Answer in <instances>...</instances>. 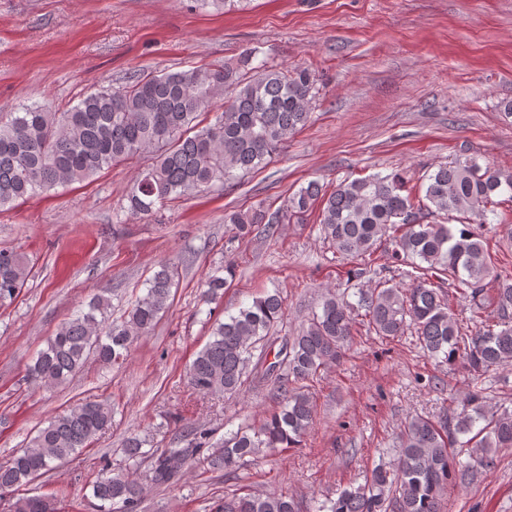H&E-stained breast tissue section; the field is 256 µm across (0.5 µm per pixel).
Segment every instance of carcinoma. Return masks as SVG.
Masks as SVG:
<instances>
[{
    "label": "carcinoma",
    "instance_id": "1",
    "mask_svg": "<svg viewBox=\"0 0 512 512\" xmlns=\"http://www.w3.org/2000/svg\"><path fill=\"white\" fill-rule=\"evenodd\" d=\"M256 54L248 51L217 68L134 76L121 90L89 92L64 112L33 103L0 114V208L147 153L151 162L138 172L128 195L134 216L216 185L226 187L266 166L310 119L314 77L306 69L255 65ZM226 89L230 95L214 120L201 124L198 117L212 111L213 99ZM504 194L512 202L511 170L465 157L427 172L417 194L393 171L346 178L330 191L310 181L273 211L224 212V223L234 225L238 235L261 224L272 236L278 225L317 208L321 232L336 252L368 261L386 241L393 258L411 267L412 283L405 288L380 279L359 291L354 304L328 292L321 311L297 335L282 339L265 368L279 383L282 405L259 428H239L217 441L206 430L177 431L175 447L160 451L147 480L104 463L91 485L95 512H139L147 485L178 484L187 462L199 456L210 471L232 472L267 450L297 447L314 423L315 404L305 382L344 357L356 309L363 310L376 335L394 339L412 326L430 357L450 364L462 359L477 377L511 363L512 271H494L485 239L470 227V218L484 220L495 212ZM456 215L461 219L453 224ZM175 275L171 263H160L119 322H108L110 298L92 295L87 309L47 340L28 368L29 378L57 388L91 359L124 363L133 343L168 309ZM28 277L27 256L0 248V306L20 293ZM490 277L497 283L491 294ZM226 284L221 270L209 274L203 302L221 299ZM457 297L470 302L471 318L479 323L470 337L459 334L454 319ZM282 315L283 301L275 291L211 323L208 340L188 369L192 388L203 396L238 394L254 351L267 357V334ZM113 413L106 400H85L51 417L0 465V496L77 457L112 427ZM148 443L137 433L129 436L127 459L139 458ZM457 445L470 448L467 460L453 453ZM501 448H512V410L492 404L485 389L476 388L436 420L410 418L396 462L374 469L363 486L314 500L309 512H441L442 496L491 468ZM215 510L302 512V506L292 496L253 492L226 499ZM8 512H56V495L19 496Z\"/></svg>",
    "mask_w": 512,
    "mask_h": 512
}]
</instances>
